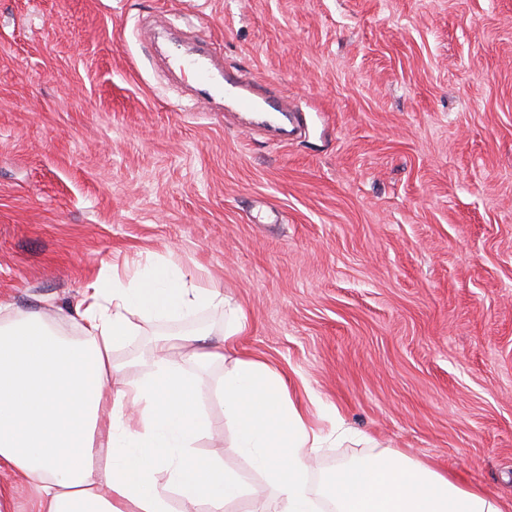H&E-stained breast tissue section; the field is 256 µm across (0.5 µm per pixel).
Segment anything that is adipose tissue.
Instances as JSON below:
<instances>
[{
  "label": "adipose tissue",
  "instance_id": "obj_1",
  "mask_svg": "<svg viewBox=\"0 0 512 512\" xmlns=\"http://www.w3.org/2000/svg\"><path fill=\"white\" fill-rule=\"evenodd\" d=\"M173 260L146 256L83 288L61 334L43 308L0 306V469L28 490L19 512H512V505L447 473L388 449H373L309 483L310 461L332 431L295 402L284 378L251 357L227 360L247 327L243 309ZM222 313L217 344L200 329L156 331L160 322L200 311ZM151 335L141 381L126 380L114 354L130 337ZM223 365L214 392L232 429L231 447L248 455L270 488L247 499L241 477L197 454L212 422L201 408L190 364ZM180 510H173V503Z\"/></svg>",
  "mask_w": 512,
  "mask_h": 512
}]
</instances>
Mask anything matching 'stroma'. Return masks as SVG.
Here are the masks:
<instances>
[{"label": "stroma", "mask_w": 512, "mask_h": 512, "mask_svg": "<svg viewBox=\"0 0 512 512\" xmlns=\"http://www.w3.org/2000/svg\"><path fill=\"white\" fill-rule=\"evenodd\" d=\"M202 36L283 143L147 38ZM204 267L268 362L381 447L512 501V0H0V304ZM215 424L197 451L269 492ZM368 450L330 443L312 486Z\"/></svg>", "instance_id": "stroma-1"}]
</instances>
